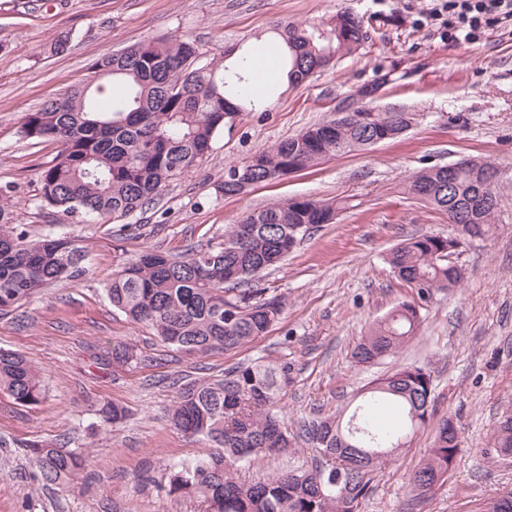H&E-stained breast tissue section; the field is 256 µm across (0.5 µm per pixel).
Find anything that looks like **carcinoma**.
Listing matches in <instances>:
<instances>
[{
  "label": "carcinoma",
  "instance_id": "carcinoma-1",
  "mask_svg": "<svg viewBox=\"0 0 512 512\" xmlns=\"http://www.w3.org/2000/svg\"><path fill=\"white\" fill-rule=\"evenodd\" d=\"M284 45L281 66L288 86L324 70L330 62L359 49L366 39L362 17L343 11L324 23L278 24ZM221 66L209 59L189 33L142 42L103 56L90 65V80L64 96L45 102L23 118L21 136L32 145L57 146L52 162L37 168L42 202L80 223L91 216L129 218L159 204L163 188L211 150L213 139L238 114L255 106L242 82L252 56L224 52ZM110 78L122 92L100 100L94 81ZM363 126L329 118L296 136L253 154L224 172L218 190L237 195L249 186L284 172L299 171L327 159L368 148L375 136L387 140L404 133L396 112H368ZM479 177L467 167L453 175L436 167L415 173L407 184L411 197L446 213L472 237H483L496 221L499 201L469 207ZM18 201L0 194V315L11 312L37 291L80 278L87 250L69 236L49 232L30 236L15 223ZM346 202L290 199L254 210L224 232V242L187 249L178 257L146 251L124 264L105 286L112 307L135 323L152 327L161 341L191 356L214 349L233 351L266 335L282 310L279 296H264L253 286L256 275L279 263L310 231L331 224ZM452 236L421 234L399 243L388 262L417 291L419 299L451 290L463 280L444 256ZM419 306L402 302L374 322L354 343L351 357L374 364L395 355L417 332ZM291 366L256 359L224 372V377L179 387L170 411L172 425L191 437L213 442L218 451L175 467L168 475L171 495L199 500L201 512H359L370 495L375 474L397 460L400 445L428 421L432 379L426 368L403 365L373 380L352 411L318 414L288 433L278 411ZM0 391L21 405L43 396L42 371L31 358L0 349ZM401 408L405 424L385 429L372 416L384 403ZM308 445L315 461L337 460L330 469L275 473L244 482L238 468L259 454L299 451ZM493 447L512 458V415L493 430ZM457 426L448 417L438 424L432 448L413 470L408 485L415 503H424L448 479L461 451ZM36 477L69 485L86 463L82 453L51 443L25 444Z\"/></svg>",
  "mask_w": 512,
  "mask_h": 512
}]
</instances>
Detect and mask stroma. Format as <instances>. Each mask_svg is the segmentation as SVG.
Returning <instances> with one entry per match:
<instances>
[{
	"label": "stroma",
	"mask_w": 512,
	"mask_h": 512,
	"mask_svg": "<svg viewBox=\"0 0 512 512\" xmlns=\"http://www.w3.org/2000/svg\"><path fill=\"white\" fill-rule=\"evenodd\" d=\"M426 6L427 0H0V187L19 199L17 223L34 234L56 228L88 250L84 276L0 316V348L38 362L45 386L43 401L29 407L0 392V512H199L196 499L168 492L170 471L211 449L170 424L175 383L220 378L227 367L257 358L292 367L279 402L291 430L348 404L401 364L430 372L429 421L398 461L377 473L363 512H484L512 490V461L499 458L491 440L499 418L512 410V28L488 30L475 43L454 41L420 25ZM345 10L367 23L363 48L298 87L279 84L258 111L240 113L132 229L109 216L75 223L43 209L34 167L50 162L55 148L21 140L23 117L85 81L95 59L188 32L220 60L227 47L253 52L273 42L274 24L327 20ZM61 34L70 38L66 51L50 54ZM374 82L371 107L416 114L405 135L241 195L218 192L229 166L328 119L338 100ZM469 158L500 172L491 232L456 252L463 281L420 301L419 330L396 356L355 365L351 348L369 325L417 299L389 265L392 249L411 236L456 231L447 214L412 199L407 182L422 168ZM302 197L345 198L350 206L256 278V287L284 301L265 336L232 352L189 356L108 302L104 288L113 273L143 252L177 255L223 241L245 213ZM119 343L133 348V359L98 364ZM106 403L122 408L124 420L105 421ZM449 415L461 452L447 482L413 505L408 475ZM31 440L87 455L69 488L35 479L23 447Z\"/></svg>",
	"instance_id": "stroma-1"
}]
</instances>
